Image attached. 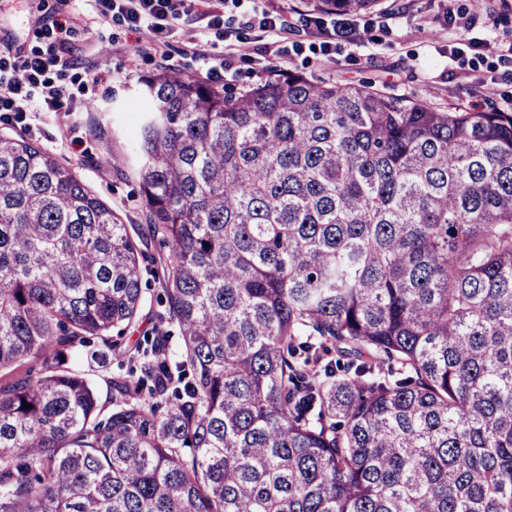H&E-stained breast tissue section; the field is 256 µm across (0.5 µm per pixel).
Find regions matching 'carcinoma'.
<instances>
[{"mask_svg": "<svg viewBox=\"0 0 512 512\" xmlns=\"http://www.w3.org/2000/svg\"><path fill=\"white\" fill-rule=\"evenodd\" d=\"M141 97L127 149L93 130L142 233L0 133V512H512V113L166 68ZM147 237L165 314L127 346Z\"/></svg>", "mask_w": 512, "mask_h": 512, "instance_id": "carcinoma-1", "label": "carcinoma"}]
</instances>
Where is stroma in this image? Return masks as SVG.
<instances>
[{"instance_id": "35a3bbf8", "label": "stroma", "mask_w": 512, "mask_h": 512, "mask_svg": "<svg viewBox=\"0 0 512 512\" xmlns=\"http://www.w3.org/2000/svg\"><path fill=\"white\" fill-rule=\"evenodd\" d=\"M483 3L471 36L492 40L504 49L512 47V0ZM208 8L207 0H197L171 34V50L164 55L145 31L123 18L99 21L92 0H11L0 39L16 41L28 53H44L62 29L75 59L74 66L51 75L67 90L66 109L26 113L23 121L12 123V130L33 137L74 165L124 223L140 224L144 218L138 184L129 169L100 167L102 143L91 131L88 117L97 115L109 129L123 134L134 120L135 85L163 67L233 87L279 72H298L315 81L375 85L391 96L442 109L512 108V66L498 57L459 48L457 30L445 18L450 8L472 13L471 0H379L373 12L349 16L355 40L329 46L307 26L302 0H240L226 5L220 31L208 27ZM265 8L279 12L280 31L261 28ZM40 16L49 17L52 27L35 29L33 22ZM193 36L208 40L210 58L184 53L185 42ZM144 251L147 289L140 325L126 335L131 344L150 334L159 311L154 297L161 290L160 259L166 249L152 239Z\"/></svg>"}]
</instances>
